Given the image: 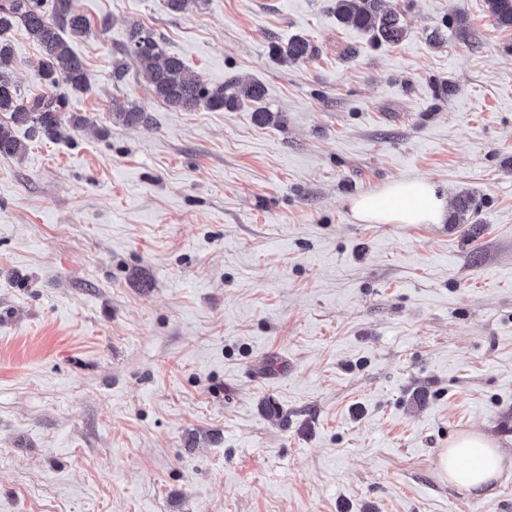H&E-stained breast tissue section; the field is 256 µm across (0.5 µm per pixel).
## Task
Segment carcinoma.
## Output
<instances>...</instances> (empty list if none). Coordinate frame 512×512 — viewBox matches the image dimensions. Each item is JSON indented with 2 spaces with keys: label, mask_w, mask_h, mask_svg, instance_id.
<instances>
[{
  "label": "carcinoma",
  "mask_w": 512,
  "mask_h": 512,
  "mask_svg": "<svg viewBox=\"0 0 512 512\" xmlns=\"http://www.w3.org/2000/svg\"><path fill=\"white\" fill-rule=\"evenodd\" d=\"M73 0H0V156L21 154L25 145L15 136L14 126L29 128L32 136L51 141H66L82 130L87 119L66 115L71 95L89 90L84 61L75 54L70 38L86 34L89 23L72 8ZM386 0H336V20L347 26L369 31L380 42L402 39L405 28L400 14L385 5ZM497 23L512 28V0H487ZM15 26L22 27L41 49L38 76L45 91L24 100L10 76L11 47L1 38ZM315 47L294 38L274 46V58L298 62L311 58ZM135 69L153 96L179 111L204 106L212 111L237 109L243 100L258 103L265 96L264 87L251 82L243 87L229 82L212 87L189 74L183 60L159 49L153 31L138 24L130 27L124 49L112 56V85L126 80ZM113 115L126 125L150 122L144 108L113 102Z\"/></svg>",
  "instance_id": "carcinoma-1"
}]
</instances>
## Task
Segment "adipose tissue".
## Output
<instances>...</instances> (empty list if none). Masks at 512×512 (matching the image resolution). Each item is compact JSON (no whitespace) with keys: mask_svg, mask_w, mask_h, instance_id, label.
Segmentation results:
<instances>
[{"mask_svg":"<svg viewBox=\"0 0 512 512\" xmlns=\"http://www.w3.org/2000/svg\"><path fill=\"white\" fill-rule=\"evenodd\" d=\"M350 208L357 220L367 224H438L446 200L432 181L415 177L352 199ZM438 467L450 487L473 498L492 496L507 470L502 450L484 434L472 431L458 433L440 450Z\"/></svg>","mask_w":512,"mask_h":512,"instance_id":"obj_1","label":"adipose tissue"}]
</instances>
